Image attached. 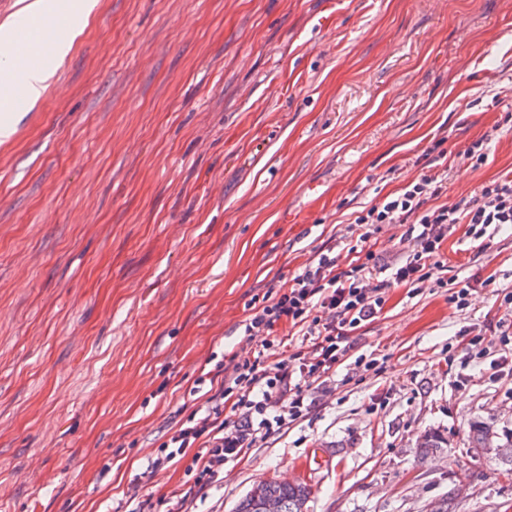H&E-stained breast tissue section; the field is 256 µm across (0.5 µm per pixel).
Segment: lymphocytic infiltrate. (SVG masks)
Listing matches in <instances>:
<instances>
[{
    "instance_id": "1",
    "label": "lymphocytic infiltrate",
    "mask_w": 512,
    "mask_h": 512,
    "mask_svg": "<svg viewBox=\"0 0 512 512\" xmlns=\"http://www.w3.org/2000/svg\"><path fill=\"white\" fill-rule=\"evenodd\" d=\"M445 190V180L422 174L400 194L386 196L356 217L362 243L383 224H405L413 232L415 247L393 274L397 284L417 289L438 281L439 250L455 225H467L474 239L483 238L489 227L512 225L511 176L483 185L451 206L438 202ZM377 273V266L367 261L339 268L336 258L322 253L291 282L270 284L262 297L251 298L245 335L266 336L278 326L292 336L313 337V354L298 349L272 367L258 358L219 366L220 384L202 408L190 412L160 443L150 471H164L186 459L195 485L208 486L226 461L308 413L311 382L335 367L351 333L383 309L384 289L370 285ZM228 411L236 417L231 427L224 421Z\"/></svg>"
}]
</instances>
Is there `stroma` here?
Masks as SVG:
<instances>
[{"label":"stroma","instance_id":"stroma-1","mask_svg":"<svg viewBox=\"0 0 512 512\" xmlns=\"http://www.w3.org/2000/svg\"><path fill=\"white\" fill-rule=\"evenodd\" d=\"M510 113L512 0H99L0 143V512H115L135 482L151 512H234L295 477L310 512H512L468 450L472 421L512 429V371L460 338L512 332L507 228L445 240V279L478 281L459 309L394 283L413 242L383 225L387 302L311 411L205 490L147 470L213 356H257L253 296L320 253L348 268L358 212L420 174L442 205L512 176Z\"/></svg>","mask_w":512,"mask_h":512}]
</instances>
